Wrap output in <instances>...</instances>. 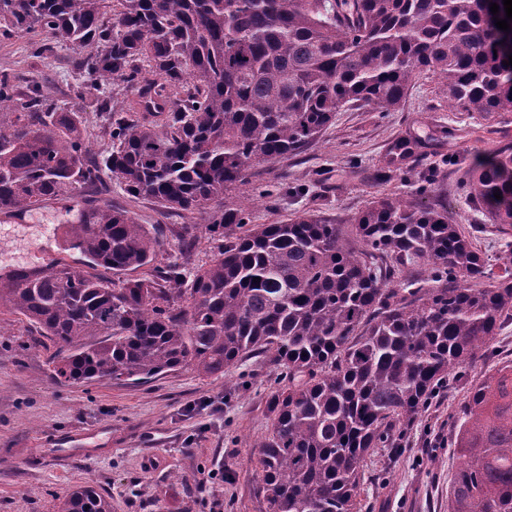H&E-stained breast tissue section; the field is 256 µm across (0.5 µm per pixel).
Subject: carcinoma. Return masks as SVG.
<instances>
[{
    "mask_svg": "<svg viewBox=\"0 0 512 512\" xmlns=\"http://www.w3.org/2000/svg\"><path fill=\"white\" fill-rule=\"evenodd\" d=\"M497 17L503 0H0V40L28 36L35 57L77 46V89L134 92L127 107L102 98L109 143L91 159L79 113L0 73V214L116 180L162 214L205 215L221 241L199 267L160 265L157 232L130 211L84 207L66 237L103 272L19 270L0 305L50 342L60 383L212 376L273 354L283 379L253 443L264 512H357L370 451L392 447V430L512 319V250L493 276L448 211L403 195L375 197L345 224L302 212L227 238L248 218L214 204L254 163L304 152L343 109L399 111L419 73L461 112H512ZM414 157L396 144L387 166ZM467 187L512 227V144ZM423 266L428 278L394 284ZM456 448L448 512H512V361L472 391ZM59 512H112V501L77 486Z\"/></svg>",
    "mask_w": 512,
    "mask_h": 512,
    "instance_id": "obj_1",
    "label": "carcinoma"
}]
</instances>
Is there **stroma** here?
I'll use <instances>...</instances> for the list:
<instances>
[{"label":"stroma","instance_id":"obj_1","mask_svg":"<svg viewBox=\"0 0 512 512\" xmlns=\"http://www.w3.org/2000/svg\"><path fill=\"white\" fill-rule=\"evenodd\" d=\"M77 47L38 59L23 38L0 44V72L38 84L59 103L81 112L91 154L108 141L98 97L71 89ZM414 144L411 169L385 164L390 148ZM512 143V112L485 118L449 105L435 78L416 76L404 107L338 112L304 153L259 163L230 196L247 205L255 224H277L304 211L339 224L374 196L408 195L437 204L461 225L492 270H499L512 228L491 223L466 188L469 170L499 145ZM112 204L139 223L159 225L160 261L187 267L209 262L218 243L199 214L162 215L150 202L131 201L113 186ZM35 229L0 226V262L38 260ZM21 315L0 306V512H58L63 496L90 484L112 499V512H262L254 438L270 424L268 405L280 373L271 355H252L224 373L182 369L146 384L104 380L57 382L51 352L34 341ZM512 359V321L468 365L453 388L441 391L397 450L377 449L367 460L362 512H448V480L461 464L456 433L472 386Z\"/></svg>","mask_w":512,"mask_h":512}]
</instances>
